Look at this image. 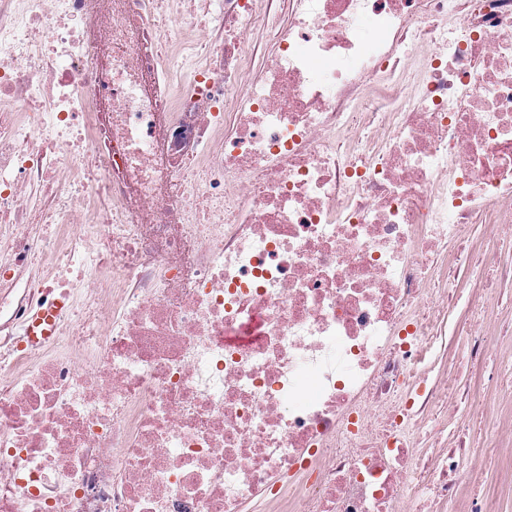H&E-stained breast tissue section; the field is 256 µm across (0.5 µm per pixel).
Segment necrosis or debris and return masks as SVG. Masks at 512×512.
<instances>
[{
	"mask_svg": "<svg viewBox=\"0 0 512 512\" xmlns=\"http://www.w3.org/2000/svg\"><path fill=\"white\" fill-rule=\"evenodd\" d=\"M285 1L248 68L278 0H0V512L474 486L421 446L484 406L432 374L461 281L466 367L512 337V0Z\"/></svg>",
	"mask_w": 512,
	"mask_h": 512,
	"instance_id": "4bbe7bcc",
	"label": "necrosis or debris"
}]
</instances>
